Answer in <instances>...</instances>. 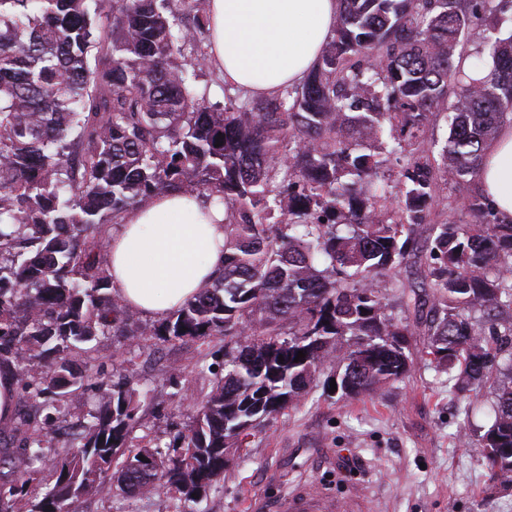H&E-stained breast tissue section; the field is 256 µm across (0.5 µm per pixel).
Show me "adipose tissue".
Here are the masks:
<instances>
[{
  "instance_id": "obj_1",
  "label": "adipose tissue",
  "mask_w": 512,
  "mask_h": 512,
  "mask_svg": "<svg viewBox=\"0 0 512 512\" xmlns=\"http://www.w3.org/2000/svg\"><path fill=\"white\" fill-rule=\"evenodd\" d=\"M340 0H207L210 60L226 85L272 96L301 83L333 33ZM480 185L512 222V125L485 151ZM110 243L112 288L130 310L163 316L224 267V207L197 193L149 196Z\"/></svg>"
}]
</instances>
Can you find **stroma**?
Segmentation results:
<instances>
[{"label":"stroma","instance_id":"1","mask_svg":"<svg viewBox=\"0 0 512 512\" xmlns=\"http://www.w3.org/2000/svg\"><path fill=\"white\" fill-rule=\"evenodd\" d=\"M512 35V9L490 0L460 35L472 59L485 45ZM466 198L452 177L440 183L428 211L431 224L469 221ZM426 235L418 233L394 278L380 279L388 311L408 324L413 364L399 381L353 401L313 384L296 407L252 430L229 466L200 501L185 512H277L281 498L306 483L345 498L362 494L368 512H512V488L490 478L476 442L494 421L492 382L456 389L447 373L429 365L423 352L430 338L426 302ZM159 318L137 315L136 344L120 336H98L77 357L96 384L69 403L53 438L55 446L79 445L91 415L108 399L112 382L123 381L139 402L132 445L144 438L170 442L190 424L195 405L224 373V339L173 343L156 336ZM75 512H169L165 495L149 498L117 492L88 495Z\"/></svg>","mask_w":512,"mask_h":512}]
</instances>
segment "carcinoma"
<instances>
[{"instance_id":"cac0c4a2","label":"carcinoma","mask_w":512,"mask_h":512,"mask_svg":"<svg viewBox=\"0 0 512 512\" xmlns=\"http://www.w3.org/2000/svg\"><path fill=\"white\" fill-rule=\"evenodd\" d=\"M183 2L194 12L187 30L169 0H0V369L34 402L0 438V471L12 476L0 484V512L24 497L27 512H70L114 487L162 490L170 512H184L180 500L224 477L226 449L298 404L317 371L329 370L324 391L334 380L346 400L401 379L411 331L376 282L395 274L426 223L438 175L469 192L512 123V38L489 47L487 75H467L459 35L474 14L461 0H341L300 85L224 108L207 105L183 63L208 33L201 0ZM450 87L445 149L402 167L405 200L390 222L382 197L358 186L418 138ZM353 129L375 139L358 151ZM174 190L227 207L224 270L155 335L224 337V376L165 450L129 445L137 406L114 382L82 444L59 451L56 414L87 378L74 354L99 334L138 335L134 312L110 292L107 227ZM468 209L478 221L431 228L425 354L458 384L508 365L478 448L491 479L512 488V319L500 318L512 306V223L476 197ZM36 460L56 474L40 496L28 488Z\"/></svg>"}]
</instances>
